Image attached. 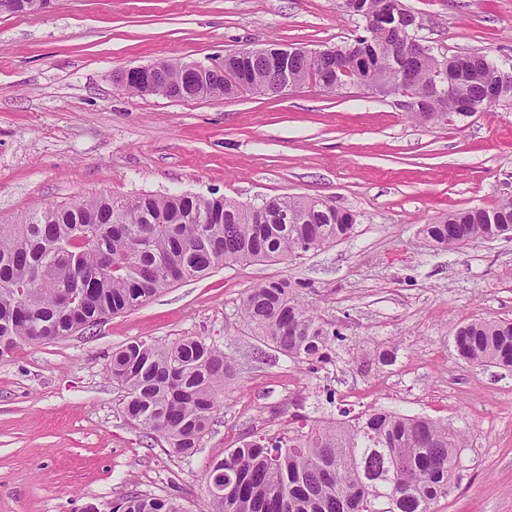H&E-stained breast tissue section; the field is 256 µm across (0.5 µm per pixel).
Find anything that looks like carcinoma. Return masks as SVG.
<instances>
[{"mask_svg":"<svg viewBox=\"0 0 512 512\" xmlns=\"http://www.w3.org/2000/svg\"><path fill=\"white\" fill-rule=\"evenodd\" d=\"M51 0H0V15L38 14ZM356 23L348 41L325 55L298 49L288 56L296 85L348 83L373 94L405 91L400 104L415 122L429 115L447 124L485 87L468 72L481 66L497 77L496 103L512 105V63L478 52L439 54L404 0H339ZM249 75L259 95L276 94L281 75L261 57L231 54L224 66L186 72L173 64L144 69L157 94L181 99L232 96L237 73ZM443 78L447 94L434 85ZM258 211L221 196L141 194L80 197L9 223L0 222V358L23 345L69 336L74 324L95 326L131 311L171 285L220 266L301 257L347 236L353 215L315 198L274 197ZM288 211L296 223L281 224ZM501 230L512 235V198L491 208L450 211L423 225L424 239L448 250ZM311 283L270 280L243 298L240 315L267 345L312 370L329 364L344 337L304 303ZM77 305L69 308L63 296ZM453 343L473 365L512 369V320L474 319ZM229 358L198 337L168 343L132 341L112 355L107 372L125 391V416L157 434L171 452L190 456L221 409ZM339 419L303 423L282 437L253 435L211 461L206 491L212 512H433L448 496L463 436L446 423L371 409ZM119 512H184L170 496L129 493Z\"/></svg>","mask_w":512,"mask_h":512,"instance_id":"1","label":"carcinoma"}]
</instances>
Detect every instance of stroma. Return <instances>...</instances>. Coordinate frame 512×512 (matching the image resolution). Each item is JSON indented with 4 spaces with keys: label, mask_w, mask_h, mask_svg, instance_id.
<instances>
[{
    "label": "stroma",
    "mask_w": 512,
    "mask_h": 512,
    "mask_svg": "<svg viewBox=\"0 0 512 512\" xmlns=\"http://www.w3.org/2000/svg\"><path fill=\"white\" fill-rule=\"evenodd\" d=\"M405 3L439 52L512 59V0ZM354 33L337 0H53L39 15L0 16V219L83 196L175 192L323 198L356 216L346 238L303 258L223 266L0 359V512H111L129 492L211 512L206 469L226 449L278 435L297 414L372 406L463 434L435 512H512V370L466 364L451 340L473 319L512 320V239L448 251L420 232L439 213L512 198V105L434 125L357 87L183 100L116 81L160 61L213 65L274 41L316 49ZM278 279L310 282L306 301L345 337L317 372L242 321L246 293ZM186 336L234 366L190 458L125 417L107 373L130 341ZM379 348L394 362L378 363Z\"/></svg>",
    "instance_id": "obj_1"
}]
</instances>
